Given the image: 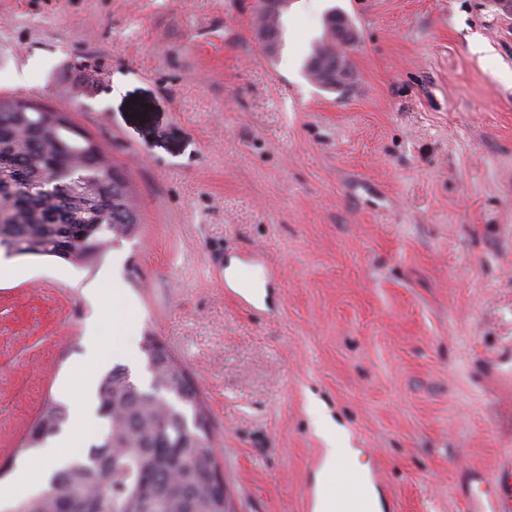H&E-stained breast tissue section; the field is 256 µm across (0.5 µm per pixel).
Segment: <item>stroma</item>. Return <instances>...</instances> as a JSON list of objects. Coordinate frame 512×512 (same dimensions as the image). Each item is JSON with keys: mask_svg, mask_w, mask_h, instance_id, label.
<instances>
[{"mask_svg": "<svg viewBox=\"0 0 512 512\" xmlns=\"http://www.w3.org/2000/svg\"><path fill=\"white\" fill-rule=\"evenodd\" d=\"M254 0H0V96L67 113L128 175L136 234L91 266L0 279V466L62 399L95 293L124 289L147 384L158 336L206 402L230 512H312L325 442L382 512H468L512 430L478 360L512 343V15L495 0H291L268 58ZM345 89L303 65L329 10ZM144 120H136V113ZM64 399V398H63ZM270 11L268 10H262V9H257V12H256V33H257V36H258V39L260 40V42L262 43V47H263V50L265 51V53L271 57V58H274V57H277L278 55V52H279V49H280V45H281V41H282V33H283V16H282V13H281V16L279 18V21L276 25V28L275 30L277 31H280V40L279 41H276L274 38L273 40H275L276 42H265L262 40L261 38V34L263 31H269V28H267V22H268V15H269Z\"/></svg>", "mask_w": 512, "mask_h": 512, "instance_id": "stroma-1", "label": "stroma"}]
</instances>
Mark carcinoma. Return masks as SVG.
I'll return each instance as SVG.
<instances>
[{
  "instance_id": "1",
  "label": "carcinoma",
  "mask_w": 512,
  "mask_h": 512,
  "mask_svg": "<svg viewBox=\"0 0 512 512\" xmlns=\"http://www.w3.org/2000/svg\"><path fill=\"white\" fill-rule=\"evenodd\" d=\"M325 35L306 59L305 76L338 87L321 69L333 59ZM98 188L76 193L67 172ZM138 211L123 171L101 146L61 112L0 98V251L67 248L66 261L91 263L130 236ZM148 385L115 365L99 380L95 441L58 470L36 494L5 512H226L210 421L185 366L156 336L143 337ZM50 402L25 433L22 450H37L65 424Z\"/></svg>"
}]
</instances>
